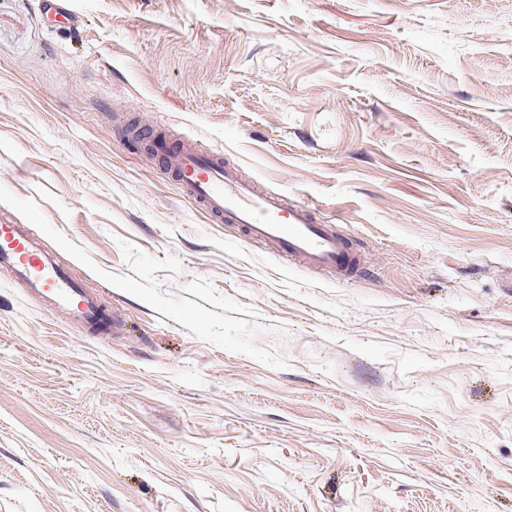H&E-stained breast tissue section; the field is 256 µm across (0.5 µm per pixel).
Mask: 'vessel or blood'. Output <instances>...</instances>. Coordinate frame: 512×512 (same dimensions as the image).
<instances>
[{
    "mask_svg": "<svg viewBox=\"0 0 512 512\" xmlns=\"http://www.w3.org/2000/svg\"><path fill=\"white\" fill-rule=\"evenodd\" d=\"M151 147L163 174L176 183L182 196L208 216L232 225L244 242L339 280L363 270L358 244L337 225L319 223L309 206L285 202L243 179L222 153H203L190 143L164 138L154 139ZM0 273L21 281L84 329L106 330L112 325L101 293L72 279L26 225L4 218L0 219Z\"/></svg>",
    "mask_w": 512,
    "mask_h": 512,
    "instance_id": "b4317fda",
    "label": "vessel or blood"
}]
</instances>
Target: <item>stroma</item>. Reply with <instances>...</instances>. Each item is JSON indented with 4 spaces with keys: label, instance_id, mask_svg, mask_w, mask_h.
Instances as JSON below:
<instances>
[{
    "label": "stroma",
    "instance_id": "obj_1",
    "mask_svg": "<svg viewBox=\"0 0 512 512\" xmlns=\"http://www.w3.org/2000/svg\"><path fill=\"white\" fill-rule=\"evenodd\" d=\"M0 0V512H512V0ZM223 152L366 256L242 242L135 149ZM0 270L87 330H117L120 323L106 311L100 292L83 288L67 269L44 251L25 224L0 219Z\"/></svg>",
    "mask_w": 512,
    "mask_h": 512
}]
</instances>
